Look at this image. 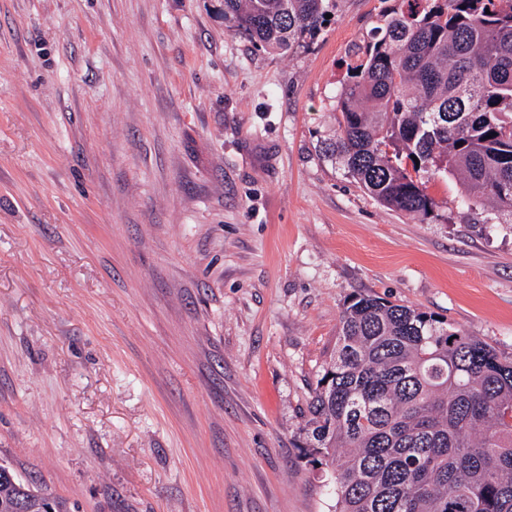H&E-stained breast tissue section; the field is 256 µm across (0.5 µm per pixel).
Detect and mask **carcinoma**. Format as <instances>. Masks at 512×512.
<instances>
[{
	"label": "carcinoma",
	"instance_id": "obj_1",
	"mask_svg": "<svg viewBox=\"0 0 512 512\" xmlns=\"http://www.w3.org/2000/svg\"><path fill=\"white\" fill-rule=\"evenodd\" d=\"M332 0H224L272 52L313 39ZM337 95L323 151L378 202L422 219L421 174L512 218V0H395ZM333 512H512V357L438 316L354 294L305 412ZM0 512H65L0 463Z\"/></svg>",
	"mask_w": 512,
	"mask_h": 512
}]
</instances>
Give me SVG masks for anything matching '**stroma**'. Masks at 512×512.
<instances>
[{"mask_svg":"<svg viewBox=\"0 0 512 512\" xmlns=\"http://www.w3.org/2000/svg\"><path fill=\"white\" fill-rule=\"evenodd\" d=\"M387 0L283 54L222 0H0V460L68 512H331L303 413L355 293L512 356V223L326 157Z\"/></svg>","mask_w":512,"mask_h":512,"instance_id":"35a3bbf8","label":"stroma"}]
</instances>
